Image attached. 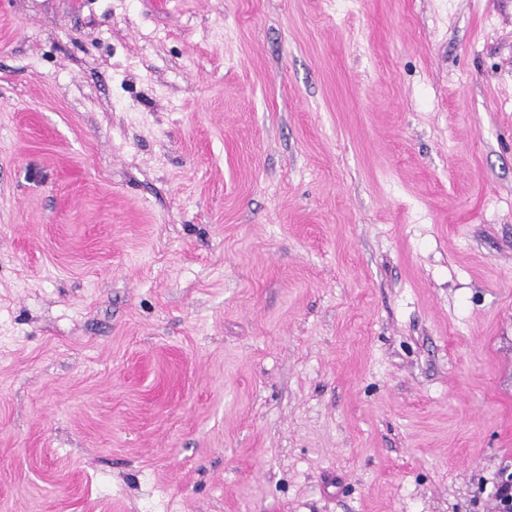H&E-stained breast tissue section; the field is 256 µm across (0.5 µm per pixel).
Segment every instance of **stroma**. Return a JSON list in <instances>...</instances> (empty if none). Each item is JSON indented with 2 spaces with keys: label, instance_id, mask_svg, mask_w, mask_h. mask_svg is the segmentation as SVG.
Returning <instances> with one entry per match:
<instances>
[{
  "label": "stroma",
  "instance_id": "1",
  "mask_svg": "<svg viewBox=\"0 0 512 512\" xmlns=\"http://www.w3.org/2000/svg\"><path fill=\"white\" fill-rule=\"evenodd\" d=\"M512 0H0V512H490Z\"/></svg>",
  "mask_w": 512,
  "mask_h": 512
}]
</instances>
